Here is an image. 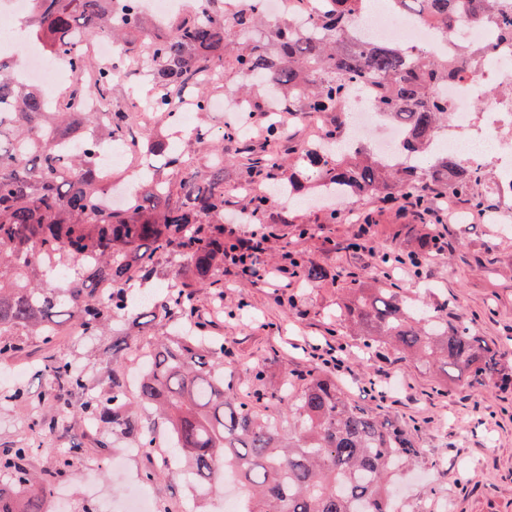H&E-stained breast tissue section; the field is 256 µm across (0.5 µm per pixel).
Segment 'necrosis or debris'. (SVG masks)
I'll list each match as a JSON object with an SVG mask.
<instances>
[{"label":"necrosis or debris","mask_w":512,"mask_h":512,"mask_svg":"<svg viewBox=\"0 0 512 512\" xmlns=\"http://www.w3.org/2000/svg\"><path fill=\"white\" fill-rule=\"evenodd\" d=\"M27 0H0V16L14 19L10 32H0V56L12 59L16 76L37 85L48 104L56 102L58 63L49 61L36 45H28L17 54L16 45L23 38L20 24ZM373 36L377 41H391L402 47L423 50L432 56L457 58V39L483 47L484 52L454 82L439 86L437 94L447 100L461 135L439 138L437 145L471 165L495 162L499 167L496 183L502 206L512 213V139L502 136L512 130V96L488 97L492 87H512V40L501 37L493 19H464L458 32L442 35L431 22L396 14L389 0H379L369 13L366 24L353 32L355 39ZM345 106L351 115L357 138L390 163H399L401 145L407 131L387 121L370 89H354Z\"/></svg>","instance_id":"4bbe7bcc"}]
</instances>
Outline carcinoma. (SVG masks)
Returning a JSON list of instances; mask_svg holds the SVG:
<instances>
[{
  "label": "carcinoma",
  "mask_w": 512,
  "mask_h": 512,
  "mask_svg": "<svg viewBox=\"0 0 512 512\" xmlns=\"http://www.w3.org/2000/svg\"><path fill=\"white\" fill-rule=\"evenodd\" d=\"M217 0H195L175 30L151 34L165 23L149 20L137 0H29L25 24L36 41L72 74L73 88L59 108H47L41 92L16 80L12 64L0 59V357L19 349L15 333L26 328L41 336L57 334L62 318L86 336L121 318L129 329L145 314L160 322L176 318L182 333L147 348L136 385L139 405H126L127 374L112 366V390L88 396L82 372L56 359L44 367L55 414L40 421L53 433L71 397L85 396L83 410L99 430L119 433L149 453L154 427L145 415L162 419L171 435L174 458H184L197 486L211 492L230 477L244 490L243 512H394L389 482L401 466L420 455L414 439L396 421L346 399L336 381L319 371L306 375L296 393L288 383L266 380L255 368L245 395L233 392L224 370V342L199 334L195 289L211 288L224 269V252L235 242L224 232V146L211 152L209 174H198L195 157L167 137L136 131L127 113H112L101 125L83 111L87 96L105 97L113 69L100 68L85 85V37L116 40L142 36L151 60L157 94L152 109L167 114L174 92L192 89L193 109L209 108L206 86L227 71L266 90L259 99L239 96L250 119L267 120L268 100L294 117L326 113L322 142L293 147L299 170L279 192L298 194L301 179L313 178L324 191L354 205L369 199H408L417 216L440 223L448 196L484 211L473 190L482 172L458 157L434 149L433 136L448 119V102L434 89L458 78L460 68L446 58H409L392 42L353 43L352 30L365 0H320L310 27H296L288 15L264 30L259 0H236L227 12ZM399 9L425 14L446 29L463 15L478 19L497 0H394ZM379 89L384 115L404 123V162L382 163L363 146L349 143L345 99L352 87ZM81 140L83 148L65 151L59 143ZM277 128L250 149L243 186L245 219L268 223V198L257 186L282 171L273 144ZM134 145L143 162L140 183L126 205L109 203L110 177L97 166L104 142ZM180 174L171 181L164 170ZM178 268L156 303L129 310L127 288L153 277L163 257ZM300 280L328 277L325 267L297 260ZM336 316L358 332L366 349L385 347L404 359L437 364L484 385L498 373L496 351L466 326L448 319L442 307L408 306L393 288H352ZM80 444L59 457L44 475L39 493L18 496L34 480L26 467L32 449H0V512H44L45 494L66 474Z\"/></svg>",
  "instance_id": "1"
}]
</instances>
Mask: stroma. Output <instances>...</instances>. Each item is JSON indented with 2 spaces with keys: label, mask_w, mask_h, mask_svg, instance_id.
I'll use <instances>...</instances> for the list:
<instances>
[{
  "label": "stroma",
  "mask_w": 512,
  "mask_h": 512,
  "mask_svg": "<svg viewBox=\"0 0 512 512\" xmlns=\"http://www.w3.org/2000/svg\"><path fill=\"white\" fill-rule=\"evenodd\" d=\"M112 64L118 70L113 100L142 101L152 94L150 63L131 67L119 55ZM235 152V145H225L224 224L244 237L253 227L236 221L245 178ZM274 207L286 210L291 221L280 225L279 236L258 257L257 275L243 278L227 270L220 275L223 293L202 288L196 295L206 334L222 339L228 351L225 365L238 374L262 365L275 384L294 373L321 369L310 354L312 347L336 346L344 367L333 376L345 394L411 430L421 450L417 472L395 486L399 512H512V388L474 385L388 350L363 352L358 338L336 320L337 304L353 284L393 286L408 303L446 305L449 319L499 345L500 362L512 373V229L476 214L436 225L446 247L418 277L379 261L384 246L403 254L414 249L425 226L410 212L378 200L362 201L329 224L325 207L298 198L276 200ZM366 215L373 223L365 249H348ZM302 227L310 228V235L299 236ZM288 252L325 266L327 279L278 287L274 270ZM17 339L20 352L0 358V448L31 446L28 468L43 472L52 470L73 444L82 447L69 473L47 496L45 512H107L136 485L164 503L192 500L193 512H224L223 495L198 491L185 468L152 477L153 458L127 455L128 443L119 434L88 430L81 405H74L59 432L42 436L37 422L50 404L34 409L10 402L18 389L31 398L43 396V367L54 359L82 368L88 393H109L111 333L84 336L68 324L50 340L23 330Z\"/></svg>",
  "instance_id": "obj_1"
}]
</instances>
